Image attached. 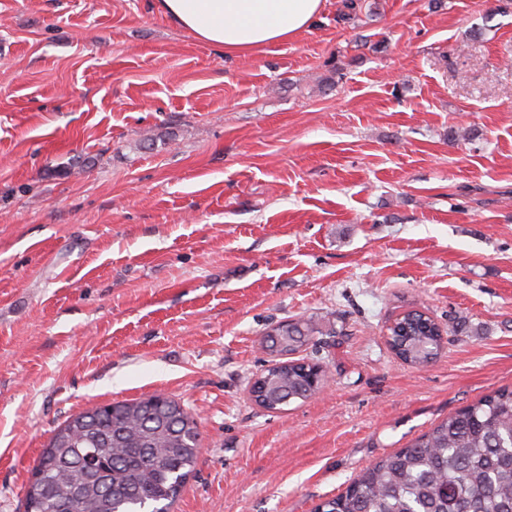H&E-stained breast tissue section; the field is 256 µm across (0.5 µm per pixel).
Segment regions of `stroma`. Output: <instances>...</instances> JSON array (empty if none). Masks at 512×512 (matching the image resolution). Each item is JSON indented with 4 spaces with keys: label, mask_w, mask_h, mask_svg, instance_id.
<instances>
[{
    "label": "stroma",
    "mask_w": 512,
    "mask_h": 512,
    "mask_svg": "<svg viewBox=\"0 0 512 512\" xmlns=\"http://www.w3.org/2000/svg\"><path fill=\"white\" fill-rule=\"evenodd\" d=\"M151 2L0 0V512L71 415L153 393L200 431L173 512H315L512 387V0H325L233 57ZM292 319L329 382L269 412ZM391 321L386 339L391 336V348L405 363L426 366L441 353L443 330L427 312L409 310ZM311 325L300 321H283L275 325L267 336L268 347L275 349L280 354L299 352L314 336Z\"/></svg>",
    "instance_id": "obj_1"
}]
</instances>
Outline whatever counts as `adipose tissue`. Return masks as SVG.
Returning a JSON list of instances; mask_svg holds the SVG:
<instances>
[{"label":"adipose tissue","mask_w":512,"mask_h":512,"mask_svg":"<svg viewBox=\"0 0 512 512\" xmlns=\"http://www.w3.org/2000/svg\"><path fill=\"white\" fill-rule=\"evenodd\" d=\"M153 8L224 55L256 52L295 40L324 0H153Z\"/></svg>","instance_id":"obj_1"}]
</instances>
